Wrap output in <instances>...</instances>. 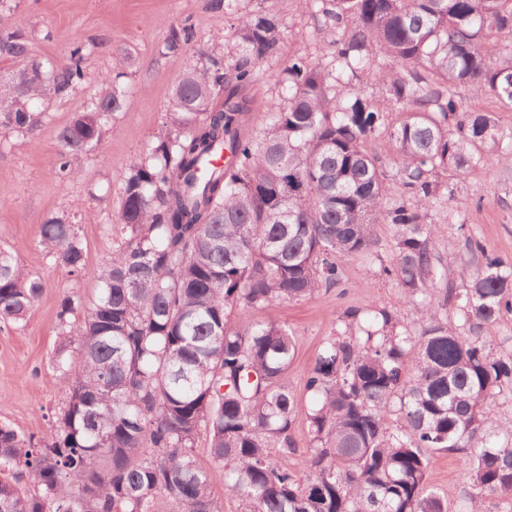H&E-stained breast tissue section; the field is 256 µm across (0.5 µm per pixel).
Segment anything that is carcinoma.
I'll list each match as a JSON object with an SVG mask.
<instances>
[{
	"label": "carcinoma",
	"mask_w": 512,
	"mask_h": 512,
	"mask_svg": "<svg viewBox=\"0 0 512 512\" xmlns=\"http://www.w3.org/2000/svg\"><path fill=\"white\" fill-rule=\"evenodd\" d=\"M313 4L332 53L269 74L281 96L262 127L241 92L279 54L275 10L234 28L232 62L223 46L207 47L175 83L168 135L128 165L94 297L60 302L55 372L69 396L56 425L36 441L0 423V512H223L212 468L245 512H448L429 485L430 449L462 459L467 512L512 504V423L494 424L512 393V352L462 331L512 314V260L438 266L430 214L441 173L512 163V129L478 104L461 109L456 95L478 83L512 109V0ZM9 15L0 9V61L50 73L47 85L0 98L4 138L30 139L48 124L44 94L83 89L88 46L76 39L63 61H41ZM190 42V28L174 26L165 53ZM504 56L511 62L498 63ZM131 66L117 54L115 74L57 129L58 179L78 178L100 149ZM365 72L376 97L360 84ZM383 141L396 154L392 201L369 149ZM378 223L395 228L385 272L427 325L415 336L389 308L339 316L306 379L303 480L286 463L299 405L288 386L293 333L245 318L232 327L229 315L338 287L344 262L371 260ZM37 244L69 275L83 270L69 216L48 217ZM450 276L467 287L440 299L436 283ZM44 288L0 247V322L23 330ZM450 305L458 327L440 319ZM202 434L206 466L195 453Z\"/></svg>",
	"instance_id": "obj_1"
}]
</instances>
